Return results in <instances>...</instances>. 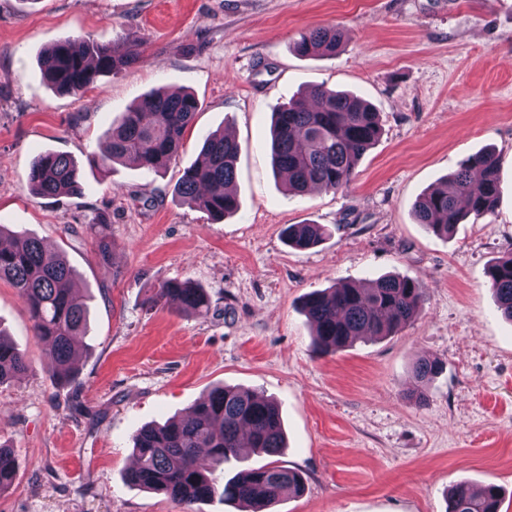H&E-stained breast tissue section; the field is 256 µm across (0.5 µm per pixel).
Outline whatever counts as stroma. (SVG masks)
Here are the masks:
<instances>
[{
	"mask_svg": "<svg viewBox=\"0 0 512 512\" xmlns=\"http://www.w3.org/2000/svg\"><path fill=\"white\" fill-rule=\"evenodd\" d=\"M331 25L345 34L336 55L295 52L302 32ZM77 36L144 58L83 97L56 92L39 57ZM316 86L372 102L382 134L348 187L291 196L272 168V112ZM160 88L201 105L178 155L157 173L129 162L101 173L113 119ZM220 128L239 145V209L218 222L173 187ZM487 148L500 159L494 213L445 238L417 224L416 200ZM47 151L74 161L80 194H31L30 165ZM306 221L329 235L288 247L283 228ZM0 224L64 252L89 311L77 379L54 383L0 281V331L29 363L0 384V445L17 460L0 512H185L127 485L132 438L224 385L280 405L278 460L306 489L275 512H446L461 482L496 486L512 512V322L488 283L512 252V0H0ZM388 274L423 283L415 321L314 353L304 295ZM171 280L203 288L208 312L154 304ZM425 357L445 368L419 403L408 394Z\"/></svg>",
	"mask_w": 512,
	"mask_h": 512,
	"instance_id": "stroma-1",
	"label": "stroma"
}]
</instances>
